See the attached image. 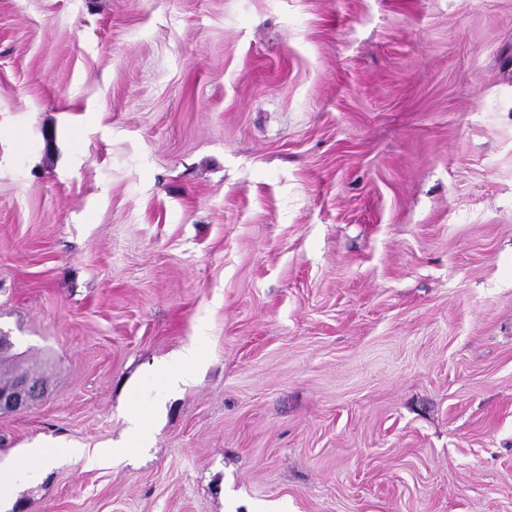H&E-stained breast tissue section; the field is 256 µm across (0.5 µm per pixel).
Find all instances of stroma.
I'll list each match as a JSON object with an SVG mask.
<instances>
[{"label":"stroma","mask_w":512,"mask_h":512,"mask_svg":"<svg viewBox=\"0 0 512 512\" xmlns=\"http://www.w3.org/2000/svg\"><path fill=\"white\" fill-rule=\"evenodd\" d=\"M0 336L10 512H512V0H0ZM197 356L198 347L192 342L167 363L166 372L170 388L177 389L185 383L186 378L182 374L181 368L186 362L196 359ZM41 394L38 380L25 378L12 388L0 391V411H15L37 401ZM74 447L65 448L62 445H56L54 448H30L27 455L15 459L11 467L5 469H2L0 467V510L2 512H5L2 510V506H4L5 508L8 507L9 501L12 497V486L15 472L22 464L26 462L27 456L28 458H38L41 459L43 462H48L59 453H69L80 457L87 456L89 460L95 459L98 454V451L96 449H94L92 453H90L88 448Z\"/></svg>","instance_id":"1"}]
</instances>
